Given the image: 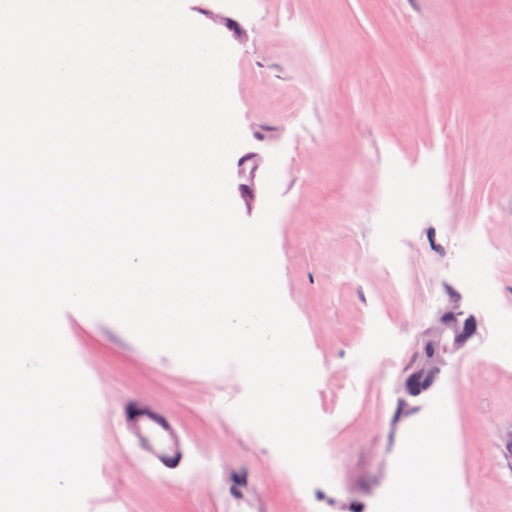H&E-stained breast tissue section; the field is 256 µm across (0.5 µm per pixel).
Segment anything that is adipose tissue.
Returning a JSON list of instances; mask_svg holds the SVG:
<instances>
[{
    "label": "adipose tissue",
    "instance_id": "adipose-tissue-1",
    "mask_svg": "<svg viewBox=\"0 0 512 512\" xmlns=\"http://www.w3.org/2000/svg\"><path fill=\"white\" fill-rule=\"evenodd\" d=\"M458 452L448 437V420L435 414L410 438V456L390 500L388 512H448V474Z\"/></svg>",
    "mask_w": 512,
    "mask_h": 512
}]
</instances>
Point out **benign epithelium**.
Masks as SVG:
<instances>
[{"mask_svg": "<svg viewBox=\"0 0 512 512\" xmlns=\"http://www.w3.org/2000/svg\"><path fill=\"white\" fill-rule=\"evenodd\" d=\"M210 18L214 23L231 30L237 40H247L246 29L231 18L219 14H212ZM264 164L265 158L262 153L253 150L244 152L238 159V177L242 182L238 183L237 191L248 210L254 209L264 195L263 185L257 182V174ZM478 329V321L464 309L461 296L454 289H448V303L438 312L432 324L421 336V343L424 345L431 340L442 342V354L428 355L425 348H420L404 371L400 386V405L406 408L411 405V400L417 398L419 384L439 380L444 368L448 366L449 359L465 348L477 335Z\"/></svg>", "mask_w": 512, "mask_h": 512, "instance_id": "7a95c632", "label": "benign epithelium"}]
</instances>
